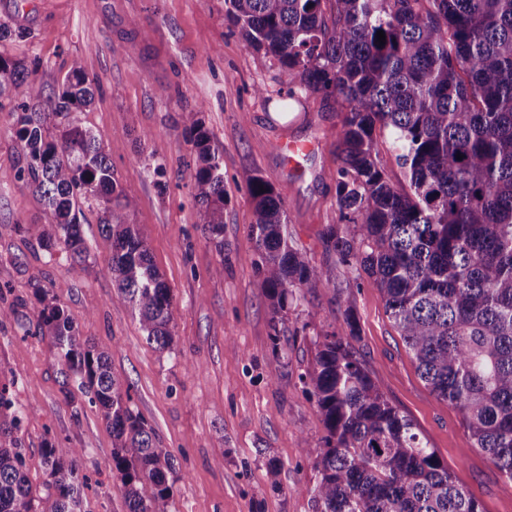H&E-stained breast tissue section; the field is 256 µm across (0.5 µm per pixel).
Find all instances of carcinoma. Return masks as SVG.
I'll list each match as a JSON object with an SVG mask.
<instances>
[{
    "label": "carcinoma",
    "mask_w": 512,
    "mask_h": 512,
    "mask_svg": "<svg viewBox=\"0 0 512 512\" xmlns=\"http://www.w3.org/2000/svg\"><path fill=\"white\" fill-rule=\"evenodd\" d=\"M247 50H265L288 75L287 96L319 94L343 115L336 130L339 223L324 242L381 292L421 380L463 415L474 446L512 480V0H224ZM386 36L378 42V31ZM36 68L0 54V100L17 112L25 164L15 178L51 211L40 240L77 262L90 252L82 205H102L107 268L147 343L170 349L171 290L130 223V202L96 137L66 122L94 100L73 62L58 93L44 95ZM196 155L191 173L199 224L224 253L221 156L197 113H181ZM59 136H50V128ZM392 140L407 187L395 188L377 132ZM462 159H457L456 155ZM251 241L272 309L271 340L288 306L330 284L295 246L284 201L261 177L247 180ZM63 285L35 290L36 332L51 338L62 373L98 406L112 432V471L127 512H173V456L130 405L111 355L73 324ZM345 311L317 341L300 380L316 398L324 435L311 447L320 478L315 512H483L454 480L411 419L369 376ZM22 417L0 384V512H85L83 449L47 442L44 481L26 472Z\"/></svg>",
    "instance_id": "1"
}]
</instances>
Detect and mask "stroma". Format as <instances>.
I'll use <instances>...</instances> for the list:
<instances>
[{"mask_svg": "<svg viewBox=\"0 0 512 512\" xmlns=\"http://www.w3.org/2000/svg\"><path fill=\"white\" fill-rule=\"evenodd\" d=\"M1 22L15 34L0 41V53L37 62L45 94L57 91L74 61L98 83L92 104L69 121L107 152L173 295V343L161 353L115 298L111 244L96 200L83 205L85 263L40 247L51 216L15 179L24 162L17 115L0 111V308L9 312L0 322V374L12 380L23 416L32 484L42 481L41 448L56 441L85 451L87 512L127 510L112 475L111 431L81 391L65 400L53 344L35 333L34 291L55 282L64 287L70 318L110 353L113 374L130 385L133 409L172 453L174 512H314L309 490L319 473L307 443L324 428L300 375L314 361L319 336L348 309L358 323L356 346L388 401L484 512H512V480L474 447L458 409L420 379L378 288L348 287L350 271L325 247L326 229L338 221L339 112L318 95L288 98L287 75L264 52L244 49L224 0H0ZM257 85L265 97L254 94ZM189 110L199 112L221 154L220 252L198 223L194 155L180 125ZM287 140L311 146L298 167L279 150ZM157 165L165 169L158 179L151 174ZM253 175L280 194L293 241L334 281L289 308L293 335L281 354L272 350L261 258L250 242Z\"/></svg>", "mask_w": 512, "mask_h": 512, "instance_id": "1", "label": "stroma"}]
</instances>
